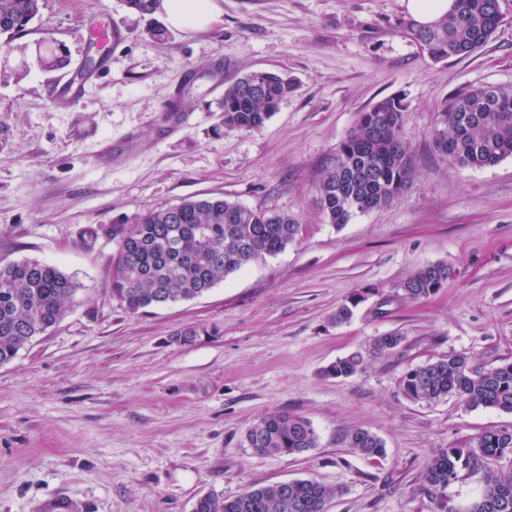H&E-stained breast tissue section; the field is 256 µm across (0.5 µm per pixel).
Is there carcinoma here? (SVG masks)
I'll return each mask as SVG.
<instances>
[{
  "instance_id": "cac0c4a2",
  "label": "carcinoma",
  "mask_w": 512,
  "mask_h": 512,
  "mask_svg": "<svg viewBox=\"0 0 512 512\" xmlns=\"http://www.w3.org/2000/svg\"><path fill=\"white\" fill-rule=\"evenodd\" d=\"M453 6L429 31L410 18L407 30L436 60L466 57L483 47L501 24L499 0H452ZM43 0H0V37L20 39L40 13ZM38 62L51 68L61 62L54 46L36 48ZM293 89L290 80L256 70L225 86L221 106L224 131L261 129L278 103ZM404 105L385 98L360 113L353 135L343 141L333 164L317 185L324 220L338 228L360 213L390 207L414 175L412 157L402 141ZM435 130L434 146L453 164L486 168L512 156V92L479 87L448 99ZM301 231L288 213L257 210L222 197L186 198L180 203L138 215L132 224L112 225L118 245L112 264V299L130 314L199 297L249 263L275 256L294 243ZM448 267L428 265L400 285L411 301L426 298L448 282ZM79 290L72 277L38 261L0 258V364L11 361L32 339L54 327ZM403 337H376L369 354L383 356ZM364 366L360 352L337 359L325 369L332 377H350ZM403 395L431 403L454 397L468 409L493 408L512 414V361L478 370L464 354H450L408 370ZM249 445L263 455H301L317 447L307 420L284 411L268 413L248 430ZM348 446L365 457L385 455L383 442L361 428L351 429ZM512 448V430L484 433L475 448H447L426 465L421 491L436 512H457L445 495L463 470L478 471L487 458ZM337 490L312 479L257 485L224 498L206 494L194 512H324ZM469 512H512V477L488 473Z\"/></svg>"
}]
</instances>
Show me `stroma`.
Masks as SVG:
<instances>
[{
  "label": "stroma",
  "mask_w": 512,
  "mask_h": 512,
  "mask_svg": "<svg viewBox=\"0 0 512 512\" xmlns=\"http://www.w3.org/2000/svg\"><path fill=\"white\" fill-rule=\"evenodd\" d=\"M222 3L216 23L186 33L124 0H45L23 41L52 39L71 72L107 50L95 32L124 35L111 72L67 111L50 102L57 69L0 40V258L55 266L80 285L59 323L0 365V512L60 501L193 512L207 493L295 479L337 488L325 512H434L420 491L428 460L512 430V414L401 391L408 369L451 353L480 368L512 361V156L462 168L432 139L450 95L512 91V0H500L486 45L440 62L403 29L406 0ZM256 69L295 88L262 129L225 132L224 87ZM173 89L190 120L166 133ZM384 98L405 106L415 175L391 207L335 228L316 185L359 113ZM207 195L293 214L300 237L203 296L127 313L109 291L113 224ZM431 264L447 266V286L405 299L403 280ZM353 297L352 320L333 324ZM189 327L195 340L174 343ZM391 333L403 338L391 354L346 379L324 375ZM277 410L307 419L317 448H251L248 429ZM353 428L378 436L385 455L354 453Z\"/></svg>",
  "instance_id": "obj_1"
}]
</instances>
